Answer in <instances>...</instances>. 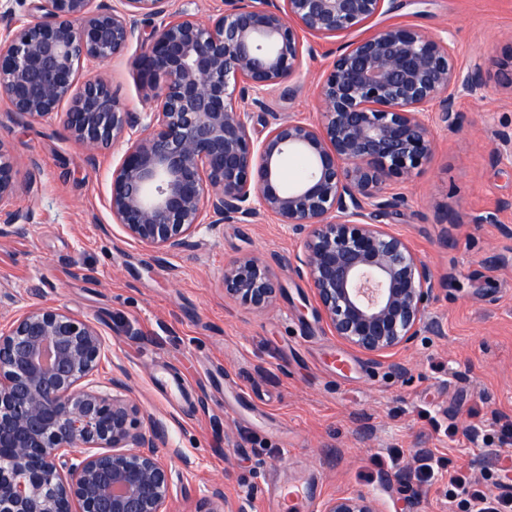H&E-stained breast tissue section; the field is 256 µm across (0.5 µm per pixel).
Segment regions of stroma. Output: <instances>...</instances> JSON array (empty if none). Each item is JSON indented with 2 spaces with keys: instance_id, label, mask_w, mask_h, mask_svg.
Here are the masks:
<instances>
[{
  "instance_id": "obj_1",
  "label": "stroma",
  "mask_w": 512,
  "mask_h": 512,
  "mask_svg": "<svg viewBox=\"0 0 512 512\" xmlns=\"http://www.w3.org/2000/svg\"><path fill=\"white\" fill-rule=\"evenodd\" d=\"M376 25H413L453 40L457 62L486 63L485 99H460L455 126L433 121L436 150L402 191L388 220L447 279L429 318L435 333L371 361L333 336L306 280L276 270L280 289L255 311L224 295V266L242 256L300 251L266 214L200 233L193 250L160 254L129 239L108 209V175L120 142L95 163L59 121L21 124L0 101V141L10 150L26 233L0 237V289L23 304L62 307L92 321L107 357L129 375L136 400L189 458L176 467L171 512H194L215 487L250 512H278L272 485L298 491L289 512H317L327 497L372 495L380 512H463L448 479L470 489L512 488V89L498 59L512 51V0H387ZM355 34L318 39L287 83L250 107L253 138L269 113L317 111L323 69ZM138 45L98 70L135 112L147 107L134 65ZM37 181H30L31 168ZM495 223H483L486 215ZM403 364L405 376L393 366ZM403 454L390 463L393 451ZM435 462L432 485L406 479L417 453Z\"/></svg>"
}]
</instances>
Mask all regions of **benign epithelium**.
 I'll return each instance as SVG.
<instances>
[{
    "label": "benign epithelium",
    "mask_w": 512,
    "mask_h": 512,
    "mask_svg": "<svg viewBox=\"0 0 512 512\" xmlns=\"http://www.w3.org/2000/svg\"><path fill=\"white\" fill-rule=\"evenodd\" d=\"M172 0H6L0 3V100L31 124L63 114L68 135L95 152L126 149L110 173L112 223L161 254L197 246L202 229L274 216L302 246L288 267L313 289L330 330L376 362L425 332L442 281L384 223L435 149L432 111L451 126L456 100L488 91L482 66H458L452 43L414 26L379 27L336 55L317 89L319 118L273 116L252 138L242 104L296 74L299 32L322 38L362 28L386 0H225L204 22ZM141 39L139 80L148 106L127 109L100 77L82 81ZM308 172L285 189L281 164ZM16 174L0 140V236L26 231L30 214L7 206ZM283 260L239 258L224 267V295L262 310L279 290ZM106 341L94 323L29 305L0 327V512H170L173 475L159 449L161 421L131 396L117 366L96 379ZM215 488L195 512H249ZM319 512H378L364 492L332 496Z\"/></svg>",
    "instance_id": "benign-epithelium-1"
}]
</instances>
